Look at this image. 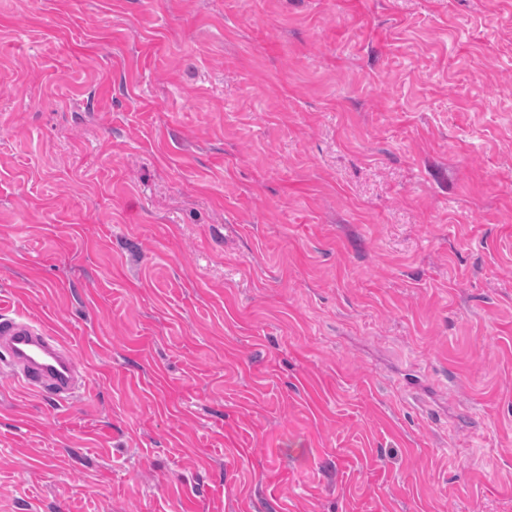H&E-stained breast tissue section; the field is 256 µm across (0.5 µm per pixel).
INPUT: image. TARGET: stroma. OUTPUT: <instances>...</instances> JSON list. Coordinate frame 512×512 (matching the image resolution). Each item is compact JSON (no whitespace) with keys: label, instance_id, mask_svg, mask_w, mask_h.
<instances>
[{"label":"stroma","instance_id":"obj_1","mask_svg":"<svg viewBox=\"0 0 512 512\" xmlns=\"http://www.w3.org/2000/svg\"><path fill=\"white\" fill-rule=\"evenodd\" d=\"M0 512H512V0H0ZM0 347L9 372L39 395L65 400L86 386L81 364L64 343L29 318L1 310Z\"/></svg>","mask_w":512,"mask_h":512}]
</instances>
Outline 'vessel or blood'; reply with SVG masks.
Instances as JSON below:
<instances>
[{"instance_id": "b4317fda", "label": "vessel or blood", "mask_w": 512, "mask_h": 512, "mask_svg": "<svg viewBox=\"0 0 512 512\" xmlns=\"http://www.w3.org/2000/svg\"><path fill=\"white\" fill-rule=\"evenodd\" d=\"M0 350L9 372L39 395L65 400L86 386L81 364L64 343L29 318L0 311Z\"/></svg>"}]
</instances>
